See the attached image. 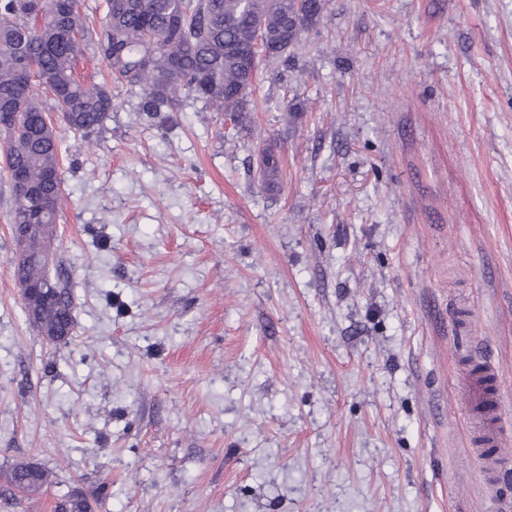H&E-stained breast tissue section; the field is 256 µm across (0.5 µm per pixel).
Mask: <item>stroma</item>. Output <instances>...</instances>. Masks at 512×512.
Wrapping results in <instances>:
<instances>
[{
	"label": "stroma",
	"mask_w": 512,
	"mask_h": 512,
	"mask_svg": "<svg viewBox=\"0 0 512 512\" xmlns=\"http://www.w3.org/2000/svg\"><path fill=\"white\" fill-rule=\"evenodd\" d=\"M76 74L113 107L57 128L67 342L24 313L0 170V512H512V0H328L238 126L141 112L90 47ZM20 461L50 483L11 500ZM280 173V156L277 154V147L268 144L263 148L260 158V177L262 182L271 188L278 185ZM481 367L479 372L471 375L468 391L470 398H473L477 404H483V415L485 420L480 424L481 433L479 436L480 448H475L482 452L483 447L492 448L498 443L499 427L497 426L500 411V388L498 376L486 365L480 361L477 363ZM91 509L92 504L86 493L75 488L62 496L55 506L56 512H91Z\"/></svg>",
	"instance_id": "1"
}]
</instances>
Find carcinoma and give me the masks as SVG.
I'll list each match as a JSON object with an SVG mask.
<instances>
[{
  "label": "carcinoma",
  "instance_id": "obj_1",
  "mask_svg": "<svg viewBox=\"0 0 512 512\" xmlns=\"http://www.w3.org/2000/svg\"><path fill=\"white\" fill-rule=\"evenodd\" d=\"M325 10L326 0H106L105 24L98 32L76 0H0V135L7 145V168L22 170L39 190L27 197L11 192L12 223H34L25 240L27 260L14 271L16 280L38 289L23 298L27 317H39L59 341L72 336L73 296L51 279L42 261L62 202L61 184L47 181L59 172L61 144L54 127L45 123L34 84L22 81L30 66L51 76L45 91L64 123L82 134L102 127L112 112L105 86H88L74 76L87 45L138 95L142 111L164 112L187 94L236 125L250 111L261 63L278 60L288 66L303 34L320 25ZM243 51L256 57L249 75L239 62ZM18 98L25 108L17 114L6 111ZM279 173L277 147L269 144L261 152V180L273 188ZM48 482V473L32 463L19 462L10 473V486L20 493H36ZM91 509L80 489L55 506V512Z\"/></svg>",
  "mask_w": 512,
  "mask_h": 512
}]
</instances>
